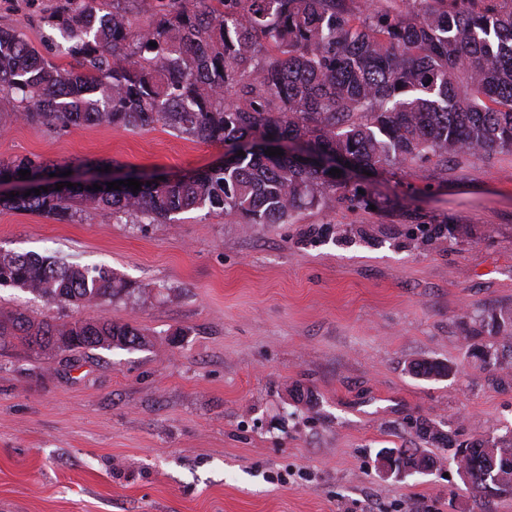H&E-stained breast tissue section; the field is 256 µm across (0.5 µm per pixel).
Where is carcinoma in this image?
<instances>
[{"mask_svg": "<svg viewBox=\"0 0 512 512\" xmlns=\"http://www.w3.org/2000/svg\"><path fill=\"white\" fill-rule=\"evenodd\" d=\"M132 0H56L45 22L65 44V65L43 57L0 28V91L22 96L17 116L49 130L161 123L187 140L224 145V161L141 190L56 189L50 165L0 162V179L27 182L40 194L0 195V207L67 220L83 198L114 214L171 222L192 209L233 213L245 224H283L342 185L336 161L364 169L433 166L512 150V0H403L372 13L349 0H160L146 29L133 32ZM156 46H151V43ZM297 147L268 156L267 148ZM244 154H239V151ZM52 303L97 308L145 292L112 270L0 251V286ZM488 336L512 335V314L491 313ZM54 336L71 350L134 348L145 334L106 317L81 323L0 316V342L53 352ZM501 367L496 343L475 342L471 356ZM418 378L447 376L429 360L410 364ZM427 444L454 448L475 497L512 493V437L453 445L434 425L415 420ZM429 471L437 459L420 448H393Z\"/></svg>", "mask_w": 512, "mask_h": 512, "instance_id": "obj_1", "label": "carcinoma"}]
</instances>
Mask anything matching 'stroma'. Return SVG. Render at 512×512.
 Segmentation results:
<instances>
[{
    "label": "stroma",
    "instance_id": "35a3bbf8",
    "mask_svg": "<svg viewBox=\"0 0 512 512\" xmlns=\"http://www.w3.org/2000/svg\"><path fill=\"white\" fill-rule=\"evenodd\" d=\"M53 3L0 0V28L49 46L38 18ZM17 110L0 92L2 162L182 175L224 158L161 124L52 131ZM356 188L369 204L336 190L250 227L204 210L146 224L89 203L65 221L0 207V249L106 266L149 295L102 307L144 328L142 346H0V512H512V493L473 497L448 448L400 479L376 457L418 446L419 419L459 441L512 436V385L468 355L489 313H512V152ZM11 311L86 315L2 286ZM421 359L456 372L416 378Z\"/></svg>",
    "mask_w": 512,
    "mask_h": 512
}]
</instances>
